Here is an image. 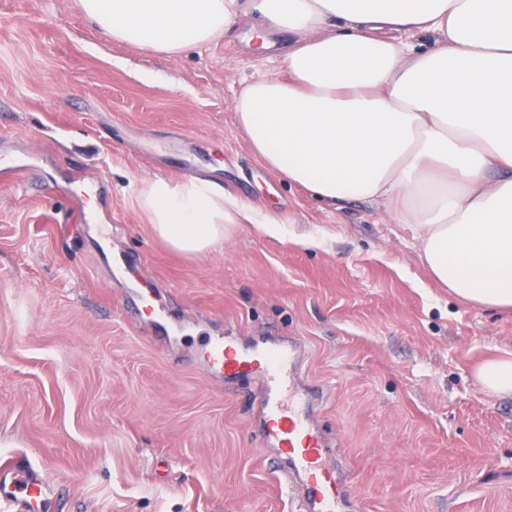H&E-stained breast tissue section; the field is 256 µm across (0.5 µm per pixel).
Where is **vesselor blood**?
Returning a JSON list of instances; mask_svg holds the SVG:
<instances>
[{
    "mask_svg": "<svg viewBox=\"0 0 512 512\" xmlns=\"http://www.w3.org/2000/svg\"><path fill=\"white\" fill-rule=\"evenodd\" d=\"M201 357L208 368L225 378L250 375L258 379L265 421L260 444L277 449L288 462L287 469L272 471L280 489L286 491L300 483L303 512H343L345 489L339 473L324 462L327 443L308 412L292 401L288 380L300 361L299 345L283 340L242 346L227 336L209 341ZM52 490L49 480L35 470L0 472V512H44Z\"/></svg>",
    "mask_w": 512,
    "mask_h": 512,
    "instance_id": "obj_1",
    "label": "vessel or blood"
}]
</instances>
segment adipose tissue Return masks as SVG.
I'll return each instance as SVG.
<instances>
[{
	"instance_id": "obj_1",
	"label": "adipose tissue",
	"mask_w": 512,
	"mask_h": 512,
	"mask_svg": "<svg viewBox=\"0 0 512 512\" xmlns=\"http://www.w3.org/2000/svg\"><path fill=\"white\" fill-rule=\"evenodd\" d=\"M113 40L178 55L243 14L257 50L287 36L285 77L232 101L265 165L329 202L381 203L432 277L512 309V0H80ZM430 37L424 50L403 34ZM139 204L173 249L278 222L208 180H144Z\"/></svg>"
}]
</instances>
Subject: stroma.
<instances>
[{
    "instance_id": "35a3bbf8",
    "label": "stroma",
    "mask_w": 512,
    "mask_h": 512,
    "mask_svg": "<svg viewBox=\"0 0 512 512\" xmlns=\"http://www.w3.org/2000/svg\"><path fill=\"white\" fill-rule=\"evenodd\" d=\"M242 21L171 57L93 26L79 0H0V465L60 484L48 512H293L260 462L251 377L196 361L231 336L298 342V390L349 512H512V396L475 373L512 356V312L433 281L383 206L330 203L267 168L230 102L284 76ZM199 177L283 223L172 249L142 182ZM99 189L98 226L58 224ZM314 234L320 246L297 244ZM164 311L136 316L139 292Z\"/></svg>"
}]
</instances>
